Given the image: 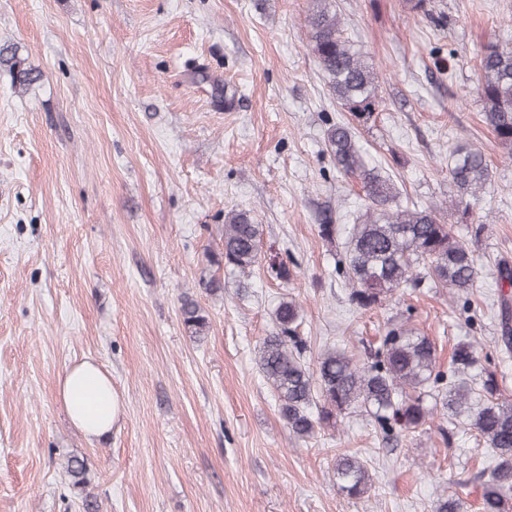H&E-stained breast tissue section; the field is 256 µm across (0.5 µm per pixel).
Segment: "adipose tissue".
I'll use <instances>...</instances> for the list:
<instances>
[{
    "instance_id": "1",
    "label": "adipose tissue",
    "mask_w": 512,
    "mask_h": 512,
    "mask_svg": "<svg viewBox=\"0 0 512 512\" xmlns=\"http://www.w3.org/2000/svg\"><path fill=\"white\" fill-rule=\"evenodd\" d=\"M58 396L71 424L89 442L109 435L123 413L111 374L87 358L68 367L57 381Z\"/></svg>"
}]
</instances>
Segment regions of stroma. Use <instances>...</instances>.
Instances as JSON below:
<instances>
[{"instance_id":"obj_1","label":"stroma","mask_w":512,"mask_h":512,"mask_svg":"<svg viewBox=\"0 0 512 512\" xmlns=\"http://www.w3.org/2000/svg\"><path fill=\"white\" fill-rule=\"evenodd\" d=\"M312 5L0 0V48L37 75L22 91L0 63V512H83L64 468L72 455L87 460L100 512H435L457 488L461 512H480L475 475L493 459L474 429L443 437L438 413L386 442L353 414L301 440L257 359L290 297L308 361L331 347L366 360L403 321L435 343L442 371L471 343L512 399V354L495 344L497 266L512 261V152L474 91L482 46L512 49V0H431L439 26L406 0H336L346 37L379 73L382 105L356 134L366 160L389 175L398 205L443 206L480 267L467 299L425 286L366 311L336 273L365 207L326 149L347 113L306 47ZM460 140L492 170L466 214L448 204ZM233 209L260 226L248 276L221 260ZM327 222L330 241L319 233ZM274 262L289 280L271 275ZM186 297L207 318L204 336L182 322ZM86 357L124 404L94 444L56 392ZM348 451L373 475L354 499L333 478Z\"/></svg>"}]
</instances>
